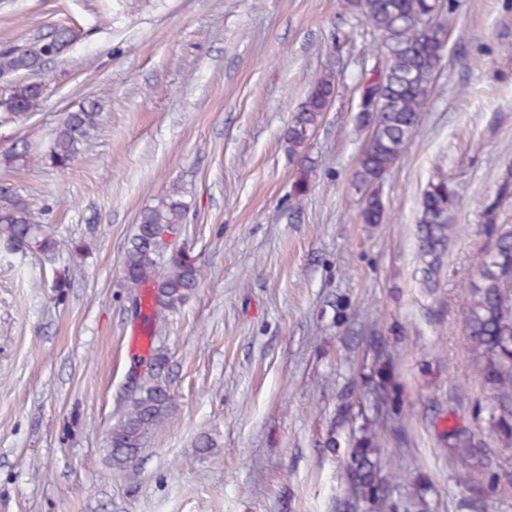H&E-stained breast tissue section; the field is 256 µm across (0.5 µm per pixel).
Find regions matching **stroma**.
I'll return each mask as SVG.
<instances>
[{
  "instance_id": "35a3bbf8",
  "label": "stroma",
  "mask_w": 512,
  "mask_h": 512,
  "mask_svg": "<svg viewBox=\"0 0 512 512\" xmlns=\"http://www.w3.org/2000/svg\"><path fill=\"white\" fill-rule=\"evenodd\" d=\"M340 14V0H0V49L62 25L77 34L43 67L42 109L24 123L0 112V154L20 137L47 150L65 112L89 99L103 109L71 168L0 164V208L27 206L86 247L51 265L0 247V512H337L344 458L324 443L342 389L376 363L370 318L406 412L382 453L428 478L402 498L428 512H512V456L496 480L475 472L477 509L445 435L452 421L498 445L475 418L485 394L459 284L488 241L485 207L512 224L501 191L512 180V0H453L445 60L375 225L361 223L352 180L365 142L357 83L377 51ZM325 70L338 94L308 144L318 167L297 202L299 162L282 136ZM441 175L460 204L432 292L415 224ZM174 184L190 204L181 244L207 275L161 337L172 413L118 469L107 437L143 335L123 255L140 212ZM204 433L214 445L201 450Z\"/></svg>"
}]
</instances>
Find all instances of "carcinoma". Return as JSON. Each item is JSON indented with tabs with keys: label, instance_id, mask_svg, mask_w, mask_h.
<instances>
[{
	"label": "carcinoma",
	"instance_id": "1",
	"mask_svg": "<svg viewBox=\"0 0 512 512\" xmlns=\"http://www.w3.org/2000/svg\"><path fill=\"white\" fill-rule=\"evenodd\" d=\"M435 0H342V13L369 29L378 41V62L364 71L362 78L376 76L379 82L365 83L358 94L377 95L370 110L356 109L355 126L367 131L354 172V186L362 195L360 219L364 224H380L385 201L378 187L397 163L410 140L419 131L421 112L427 105L437 72L447 52L445 24L434 12ZM74 35L59 28L47 39L25 50L0 49V79H15L10 94L0 99V110L27 118L39 111L48 82L21 78L39 69L43 62L61 56ZM336 97V83L330 72L320 74L311 84L298 111L284 133L290 158L299 159L301 175L293 183V198L309 191L310 173L317 162L304 154L307 143ZM101 121L97 103L90 102L68 112L54 130L47 159L67 168L81 155ZM30 155L24 139L17 140L0 158L6 163ZM459 199L448 179L440 176L422 191L416 224L422 283L433 290L448 252L451 213ZM190 204L181 189L172 186L154 206L138 216L124 255V281L142 316L148 360L157 370L142 376L123 398L122 410L108 432L107 448L117 468L132 463L142 448L146 434L161 427L174 406L166 381L168 354L160 345V335L169 318L189 302L205 276V266L184 248L161 246L164 232L186 227ZM485 231L490 245L482 254L475 278L465 292V324L471 352L488 392L487 403L479 406L491 433L503 450H512V224H498L495 208L484 211ZM0 241L7 249L30 248L44 260L52 261L64 246L62 240L33 221L29 211L15 204L0 210ZM365 386L377 393L387 416L400 417L403 399L393 378L391 359L375 367ZM376 422L363 418L351 426L345 442V477L348 496L341 512H410L407 502L395 497L401 473L392 460L378 457L380 444ZM454 440L456 483L477 491L472 471L484 466L487 449L476 447L463 427L447 432Z\"/></svg>",
	"mask_w": 512,
	"mask_h": 512
}]
</instances>
